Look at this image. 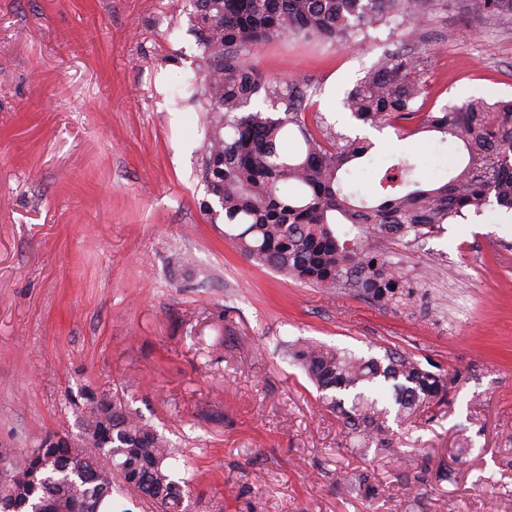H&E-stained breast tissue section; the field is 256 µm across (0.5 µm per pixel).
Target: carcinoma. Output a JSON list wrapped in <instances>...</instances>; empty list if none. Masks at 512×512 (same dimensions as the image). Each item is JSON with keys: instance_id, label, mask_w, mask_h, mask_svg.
Instances as JSON below:
<instances>
[{"instance_id": "obj_1", "label": "carcinoma", "mask_w": 512, "mask_h": 512, "mask_svg": "<svg viewBox=\"0 0 512 512\" xmlns=\"http://www.w3.org/2000/svg\"><path fill=\"white\" fill-rule=\"evenodd\" d=\"M203 75L209 144L201 181L212 219L233 229L225 237L248 260L322 288L348 286L383 308L417 305L418 285L390 256L362 237L344 238L338 224L380 237L420 239L481 214L491 205L512 211V101L480 99L437 112L416 107L424 85L416 56L391 53L347 95L352 116L381 130L418 121L410 133L436 132L467 151L462 170L437 187L413 179L400 158L380 176L370 202L353 193L348 174L372 155L369 140H342L306 123L308 85L264 76L246 52L288 36L349 40L401 19L422 22L433 0H189ZM493 18L512 16V0H473ZM285 357L302 368L337 414L347 437L393 454L389 401L396 416L433 415L454 381L397 352L365 359L334 347L298 343ZM78 447L57 435L20 458H0V512H112V493L131 495L155 512H189L187 485L174 479L175 452L122 398L89 395Z\"/></svg>"}]
</instances>
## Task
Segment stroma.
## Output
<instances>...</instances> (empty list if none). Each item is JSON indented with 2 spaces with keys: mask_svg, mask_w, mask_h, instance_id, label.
Segmentation results:
<instances>
[{
  "mask_svg": "<svg viewBox=\"0 0 512 512\" xmlns=\"http://www.w3.org/2000/svg\"><path fill=\"white\" fill-rule=\"evenodd\" d=\"M422 60L426 108L512 98V17L435 0L414 34L288 38L247 58L309 84L308 123L370 137L426 184L467 160L439 134L357 122L348 92L385 54ZM188 0H0V448L80 439L86 392L163 434L191 512H512V213L419 241L370 237L427 311L384 309L246 260L205 210L204 72ZM393 350L458 381L444 412L392 423L400 460L350 444L285 342Z\"/></svg>",
  "mask_w": 512,
  "mask_h": 512,
  "instance_id": "35a3bbf8",
  "label": "stroma"
}]
</instances>
